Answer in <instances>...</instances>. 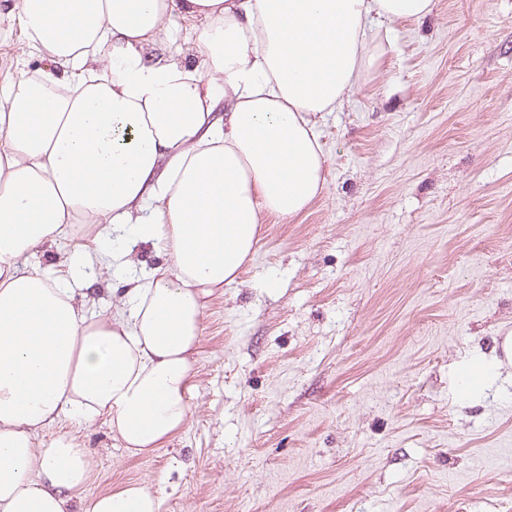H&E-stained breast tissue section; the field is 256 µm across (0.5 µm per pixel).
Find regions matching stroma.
Returning a JSON list of instances; mask_svg holds the SVG:
<instances>
[{
    "instance_id": "35a3bbf8",
    "label": "stroma",
    "mask_w": 512,
    "mask_h": 512,
    "mask_svg": "<svg viewBox=\"0 0 512 512\" xmlns=\"http://www.w3.org/2000/svg\"><path fill=\"white\" fill-rule=\"evenodd\" d=\"M377 63L315 115L326 187L272 221L216 289L184 431L147 456L106 419L87 495L144 482L160 512H512V363L475 399L462 373L512 336V0H436L384 23ZM108 314L123 276L85 269Z\"/></svg>"
}]
</instances>
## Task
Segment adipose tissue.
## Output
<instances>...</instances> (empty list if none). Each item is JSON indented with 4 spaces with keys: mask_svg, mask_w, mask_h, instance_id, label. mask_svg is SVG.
<instances>
[{
    "mask_svg": "<svg viewBox=\"0 0 512 512\" xmlns=\"http://www.w3.org/2000/svg\"><path fill=\"white\" fill-rule=\"evenodd\" d=\"M435 0H0L34 75L0 77V512H159L150 486L94 496L86 453L42 441L61 418L106 417L133 455L182 432L205 300L236 283L264 218L304 212L325 185L313 115L373 64L370 34ZM194 35L162 55L174 19ZM128 131L127 141L116 138ZM129 279L114 312L23 258L76 226ZM150 244L140 268L112 236Z\"/></svg>",
    "mask_w": 512,
    "mask_h": 512,
    "instance_id": "ef3b65f1",
    "label": "adipose tissue"
}]
</instances>
